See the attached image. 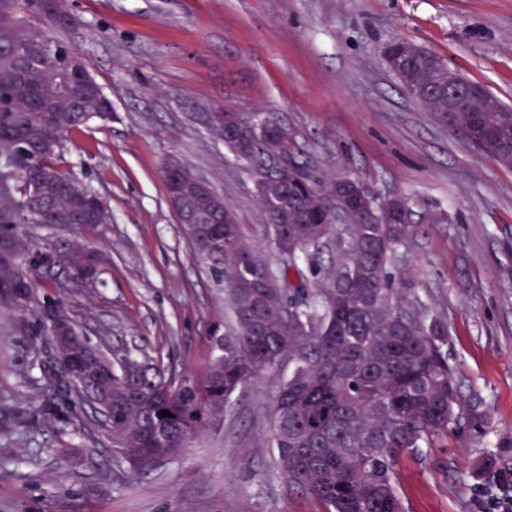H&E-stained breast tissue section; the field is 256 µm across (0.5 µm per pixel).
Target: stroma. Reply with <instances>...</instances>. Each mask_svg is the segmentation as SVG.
<instances>
[{"mask_svg": "<svg viewBox=\"0 0 512 512\" xmlns=\"http://www.w3.org/2000/svg\"><path fill=\"white\" fill-rule=\"evenodd\" d=\"M62 32L111 99L110 121L74 132L60 162L108 205L85 235L104 263L90 288L36 277L34 300L61 304L93 344L204 374L225 321L224 291L193 254L167 199L177 161L208 181L257 235L255 180L210 134L206 113L273 114L321 181L350 176L409 201L408 236L392 262L407 288L448 321V354L474 410L436 448L402 455L405 512H493L512 494V167L439 123L390 71L384 47L404 38L447 59L512 106V0H70ZM50 347L0 310V512H321L289 488L267 437L279 374L237 397L224 426L145 474L77 421L39 431V363ZM67 448L69 459L54 451ZM499 451L498 468L482 462Z\"/></svg>", "mask_w": 512, "mask_h": 512, "instance_id": "1", "label": "stroma"}]
</instances>
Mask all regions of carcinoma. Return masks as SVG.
Here are the masks:
<instances>
[{
	"instance_id": "cac0c4a2",
	"label": "carcinoma",
	"mask_w": 512,
	"mask_h": 512,
	"mask_svg": "<svg viewBox=\"0 0 512 512\" xmlns=\"http://www.w3.org/2000/svg\"><path fill=\"white\" fill-rule=\"evenodd\" d=\"M67 0H0V305L25 309L33 276L55 266L75 274L69 242L31 240L30 228L99 229L107 208L89 217L81 188L59 167L69 135L97 118L112 119V101L90 73L88 60L59 39ZM409 41L390 42L407 59L389 68L406 93L435 118L488 154L512 146V107L485 95L477 111L447 113V103L421 88L443 82L446 60ZM256 139L224 136V147L267 185L259 196L266 224L254 241L240 224H204L199 247L224 288L233 324L202 377L176 374L129 351L98 358L79 325L70 322L67 365L41 364L46 399L24 422L37 428L61 416L81 418L132 465L143 456H175L199 434L217 431L224 413L265 372L288 376L268 413L269 435L282 476L313 495L324 512H403L395 465L403 452L436 448L459 427L468 407L456 368L448 361V323L395 287L390 264L408 233L409 207L373 200L369 224L343 227L324 215L304 184L265 166L291 155L288 130L272 116ZM336 250L330 267L318 256ZM63 311L35 310V336L52 341ZM167 410L168 416H161Z\"/></svg>"
}]
</instances>
